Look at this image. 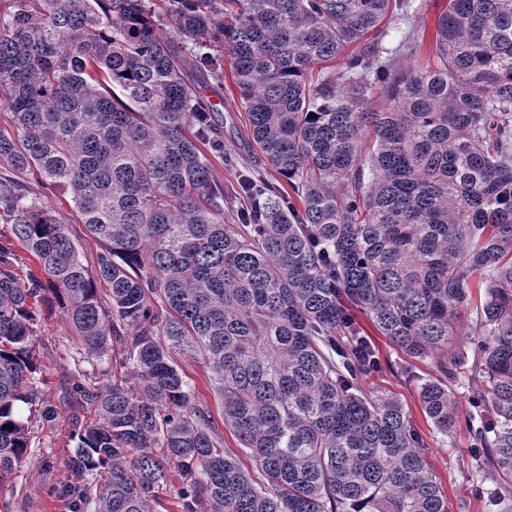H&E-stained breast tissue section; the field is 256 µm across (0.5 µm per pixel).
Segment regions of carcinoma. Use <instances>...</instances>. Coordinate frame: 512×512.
Here are the masks:
<instances>
[{"label": "carcinoma", "mask_w": 512, "mask_h": 512, "mask_svg": "<svg viewBox=\"0 0 512 512\" xmlns=\"http://www.w3.org/2000/svg\"><path fill=\"white\" fill-rule=\"evenodd\" d=\"M409 0H9L0 12V484L28 456L38 307L76 357L62 402L70 512H448L357 315L407 356L440 358L473 287L471 436L494 507H512V0H448L426 70L381 27ZM174 35L165 37L164 22ZM342 58L340 68L319 65ZM259 158L224 223V133L197 81L224 68ZM387 100L368 107L373 85ZM69 195L100 251L84 263L26 177ZM202 361L224 427L175 356ZM90 368H85L84 364ZM436 430L456 424L424 383ZM181 485V478L177 470L173 467H168L165 482L159 489L158 502L154 504L155 512H180L177 507L178 500L176 491Z\"/></svg>", "instance_id": "carcinoma-1"}]
</instances>
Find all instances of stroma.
<instances>
[{
    "label": "stroma",
    "instance_id": "obj_1",
    "mask_svg": "<svg viewBox=\"0 0 512 512\" xmlns=\"http://www.w3.org/2000/svg\"><path fill=\"white\" fill-rule=\"evenodd\" d=\"M447 3L448 0H413L407 14L393 15L388 23L390 35L385 40L386 47H394L407 36L421 45L419 53L399 57L401 67L427 66L435 23ZM201 93L212 103L224 131V159L215 162L213 173L229 191L224 202V221L230 224L244 204L242 198L231 192L238 174L250 171L272 182L277 176L249 146L247 115L235 86L210 80L202 84ZM41 199L55 210L72 233L78 234L80 253L94 257L99 246L84 235L69 197L56 190H46ZM38 319L35 350L45 379L40 387V399L57 406L58 417L52 425L38 430L35 446L25 462L9 482L0 485V512H68L67 502L59 495L58 488L68 473V459L75 443L70 437L69 412L60 406L59 397L61 386L74 367L73 341L63 312L55 303L41 304ZM362 327L376 346L379 366L360 378L358 385L365 393L389 395L401 402L420 436L428 469L448 498V512H497L481 491L480 469L484 459L476 455L468 430L472 414L470 395L480 386L469 375L473 360L467 341L469 318H462L458 326V337L448 349L453 362L444 370L433 360L408 357L379 335L370 322H363ZM443 378L453 393L456 414V427L447 435L437 431L427 419L419 395L424 382Z\"/></svg>",
    "mask_w": 512,
    "mask_h": 512
}]
</instances>
